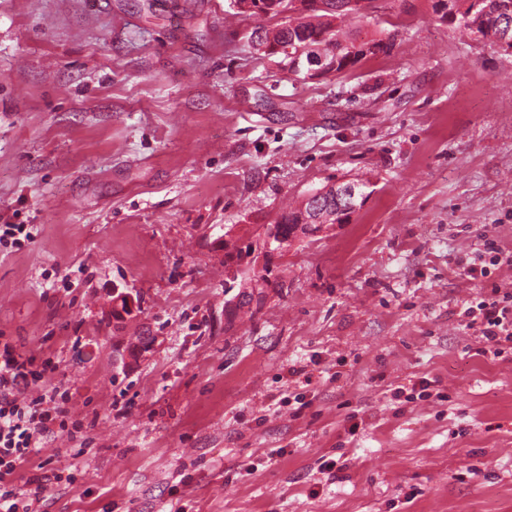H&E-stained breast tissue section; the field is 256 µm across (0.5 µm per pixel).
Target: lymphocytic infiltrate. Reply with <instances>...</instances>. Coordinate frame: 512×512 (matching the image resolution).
I'll use <instances>...</instances> for the list:
<instances>
[{
  "label": "lymphocytic infiltrate",
  "mask_w": 512,
  "mask_h": 512,
  "mask_svg": "<svg viewBox=\"0 0 512 512\" xmlns=\"http://www.w3.org/2000/svg\"><path fill=\"white\" fill-rule=\"evenodd\" d=\"M463 316L467 328L478 329L489 354L499 357L512 349L511 289L492 286ZM57 371L54 358L0 342V512H40L42 487L18 492L15 475L37 454L44 437L56 430L73 436L83 429L69 420L67 393L52 384Z\"/></svg>",
  "instance_id": "obj_1"
}]
</instances>
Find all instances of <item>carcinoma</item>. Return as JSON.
Segmentation results:
<instances>
[{
    "mask_svg": "<svg viewBox=\"0 0 512 512\" xmlns=\"http://www.w3.org/2000/svg\"><path fill=\"white\" fill-rule=\"evenodd\" d=\"M295 1L299 6H293ZM363 2L372 0H275L271 17L278 22L270 28L256 27L251 34L253 46L269 55L290 48L288 68L295 74L306 56L323 47L335 58L331 74H345L369 56L389 54L393 46L389 36L360 40L357 30L348 26V22L364 17ZM432 9L442 20L457 17V29L468 36L493 45L505 37L512 40V0H433ZM319 211L331 224H347L352 215L326 201Z\"/></svg>",
    "mask_w": 512,
    "mask_h": 512,
    "instance_id": "1",
    "label": "carcinoma"
}]
</instances>
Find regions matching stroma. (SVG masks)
Listing matches in <instances>:
<instances>
[{"instance_id":"obj_1","label":"stroma","mask_w":512,"mask_h":512,"mask_svg":"<svg viewBox=\"0 0 512 512\" xmlns=\"http://www.w3.org/2000/svg\"><path fill=\"white\" fill-rule=\"evenodd\" d=\"M230 5L0 0V225L38 229L0 246V336L58 361L89 426L44 438L76 480L41 512H512V352L460 324L512 289L460 273L483 237L512 251V53L376 0L359 31L391 54L310 80ZM345 180L350 223L292 242L285 289L225 326V239ZM116 288L140 299L121 323Z\"/></svg>"}]
</instances>
